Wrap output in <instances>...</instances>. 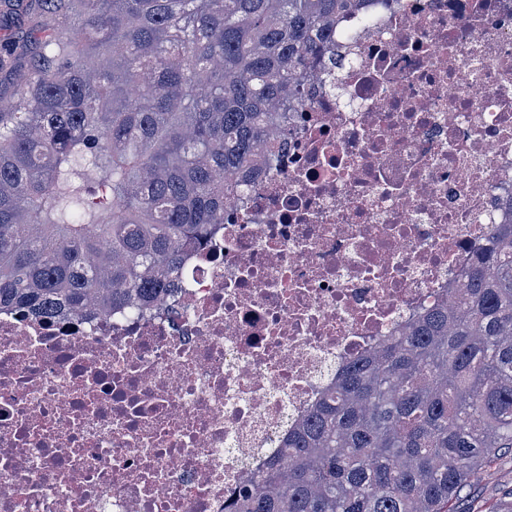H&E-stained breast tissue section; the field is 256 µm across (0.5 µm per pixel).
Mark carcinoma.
Wrapping results in <instances>:
<instances>
[{"instance_id":"1","label":"carcinoma","mask_w":512,"mask_h":512,"mask_svg":"<svg viewBox=\"0 0 512 512\" xmlns=\"http://www.w3.org/2000/svg\"><path fill=\"white\" fill-rule=\"evenodd\" d=\"M358 2L27 0L44 39L0 42V308L161 298ZM459 283L342 366L233 512H448L512 452V223Z\"/></svg>"}]
</instances>
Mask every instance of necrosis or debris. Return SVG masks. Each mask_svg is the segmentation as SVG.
<instances>
[{
  "label": "necrosis or debris",
  "instance_id": "obj_1",
  "mask_svg": "<svg viewBox=\"0 0 512 512\" xmlns=\"http://www.w3.org/2000/svg\"><path fill=\"white\" fill-rule=\"evenodd\" d=\"M158 302L0 309V512H229L512 222V0H361Z\"/></svg>",
  "mask_w": 512,
  "mask_h": 512
}]
</instances>
